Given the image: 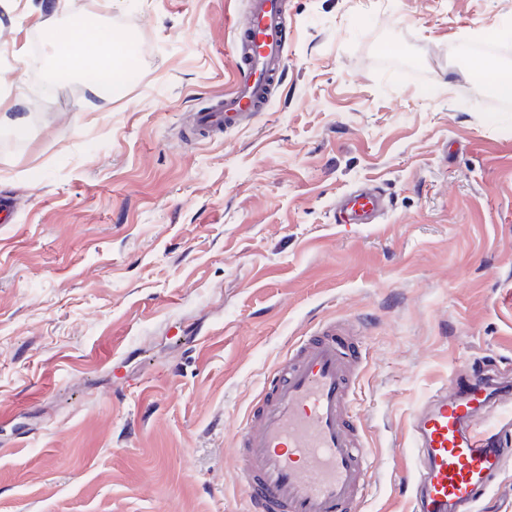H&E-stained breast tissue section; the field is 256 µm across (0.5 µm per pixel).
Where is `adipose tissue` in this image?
<instances>
[{
	"mask_svg": "<svg viewBox=\"0 0 512 512\" xmlns=\"http://www.w3.org/2000/svg\"><path fill=\"white\" fill-rule=\"evenodd\" d=\"M84 24L82 15L77 13L70 26L52 29L50 45L55 61L77 70L92 87L120 92L132 76L128 62L129 39H118L110 31L102 30L94 39L83 40L74 30Z\"/></svg>",
	"mask_w": 512,
	"mask_h": 512,
	"instance_id": "obj_1",
	"label": "adipose tissue"
}]
</instances>
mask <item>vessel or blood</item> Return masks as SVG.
Listing matches in <instances>:
<instances>
[{"label": "vessel or blood", "instance_id": "1", "mask_svg": "<svg viewBox=\"0 0 512 512\" xmlns=\"http://www.w3.org/2000/svg\"><path fill=\"white\" fill-rule=\"evenodd\" d=\"M232 51L235 80L208 111L196 113L195 136L213 137L265 111L288 54L284 0H249L245 18L233 25ZM385 208L379 189L349 191L336 221L373 224ZM363 362L350 329L333 320L291 344L237 433L242 456L235 466L247 512H359L367 450L349 404L354 369ZM454 383L457 396H436L415 423L424 460L414 480L416 512H472L502 470V449L472 427L491 401L488 376L467 373Z\"/></svg>", "mask_w": 512, "mask_h": 512}]
</instances>
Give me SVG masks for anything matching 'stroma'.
<instances>
[{"mask_svg":"<svg viewBox=\"0 0 512 512\" xmlns=\"http://www.w3.org/2000/svg\"><path fill=\"white\" fill-rule=\"evenodd\" d=\"M0 0V512H245L230 465L268 372L360 328L361 512H414L413 422L473 363L512 383V0H287L266 112L210 139L248 0ZM133 40L105 97L32 49L72 10ZM376 185V224L336 200ZM483 89L496 97H512V71L494 61L485 62L478 73Z\"/></svg>","mask_w":512,"mask_h":512,"instance_id":"stroma-1","label":"stroma"}]
</instances>
